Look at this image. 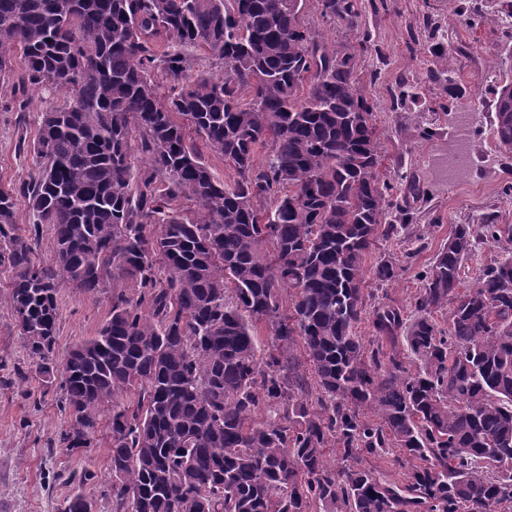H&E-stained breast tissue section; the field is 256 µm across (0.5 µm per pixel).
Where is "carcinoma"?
Listing matches in <instances>:
<instances>
[{
  "label": "carcinoma",
  "mask_w": 512,
  "mask_h": 512,
  "mask_svg": "<svg viewBox=\"0 0 512 512\" xmlns=\"http://www.w3.org/2000/svg\"><path fill=\"white\" fill-rule=\"evenodd\" d=\"M306 2L0 0V84L57 96L19 142L35 174L0 188V272L69 411L60 444L86 455L109 431L112 512H509L512 250L459 288L476 244L512 228L455 225L410 313L367 311L364 262L409 221L398 186L415 198L420 182L382 170L358 0H315L356 32L340 47L305 25ZM190 49L224 75L194 74ZM454 74L427 80L457 98ZM493 94L511 150L512 80ZM20 197L53 267L14 233ZM404 270L385 255L373 275ZM109 286L106 322L56 360L59 289Z\"/></svg>",
  "instance_id": "cac0c4a2"
}]
</instances>
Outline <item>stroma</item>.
Masks as SVG:
<instances>
[{"instance_id":"stroma-1","label":"stroma","mask_w":512,"mask_h":512,"mask_svg":"<svg viewBox=\"0 0 512 512\" xmlns=\"http://www.w3.org/2000/svg\"><path fill=\"white\" fill-rule=\"evenodd\" d=\"M512 12V0H362V22L371 34V48L359 59L363 94L374 107L387 168L403 167L419 174L424 197L414 203L407 233L378 243L375 255H416L409 270L389 285L365 275V286L377 301L390 300L411 310L422 286L418 273L458 224H478L487 217L512 226V198L503 194L512 181V152L500 149L492 133L493 88L512 77V28H506L493 6ZM441 40L449 51L462 95L453 99L436 86L424 88L414 103L400 97L403 87L419 83L440 64L422 45ZM482 104L469 133L473 166L453 180L440 178L435 161L453 146L455 114L472 95ZM9 88L0 86V184L9 186L35 172L31 155L20 152L21 133L35 135L41 112L52 99L28 90L25 114L7 110ZM6 279H0V512H62L66 498L83 493L95 512H112L107 496L111 482L109 444L100 442L91 455L60 448L67 415L56 388L45 386L28 357L23 339L2 300ZM56 353L95 336L107 320L105 293L71 288L59 293ZM90 471L91 481L70 486L72 471Z\"/></svg>"}]
</instances>
